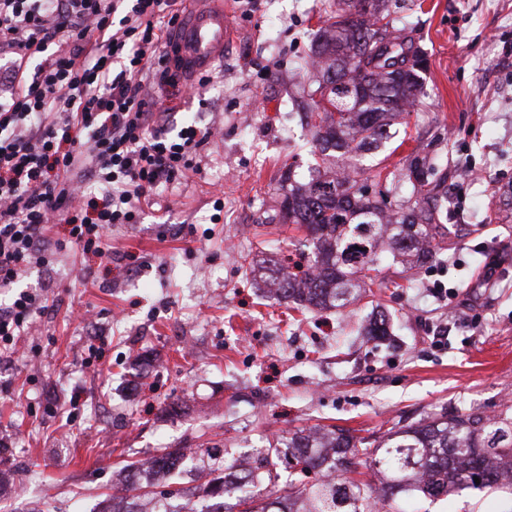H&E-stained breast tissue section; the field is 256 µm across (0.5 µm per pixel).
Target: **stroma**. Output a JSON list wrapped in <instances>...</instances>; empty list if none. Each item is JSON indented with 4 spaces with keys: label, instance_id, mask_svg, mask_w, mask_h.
Returning <instances> with one entry per match:
<instances>
[{
    "label": "stroma",
    "instance_id": "obj_1",
    "mask_svg": "<svg viewBox=\"0 0 512 512\" xmlns=\"http://www.w3.org/2000/svg\"><path fill=\"white\" fill-rule=\"evenodd\" d=\"M323 0L231 4L237 38L204 88L176 82L171 125L216 127L196 169L159 187L137 224L112 226L111 260L71 246L28 266L41 295L16 352L0 351V512H97L123 464L160 448L233 461L299 429L377 440L442 410L512 415V0H420L406 33L426 55L418 101L366 155L371 194H412L423 148L443 180L440 222L460 239L407 271L382 257L369 296L308 312L267 297L243 256L274 265L304 231L269 224L286 166L307 172L302 61ZM497 267L495 283L481 273ZM444 284L455 297L433 292ZM390 341H366L374 312ZM405 512H512V494L464 490Z\"/></svg>",
    "mask_w": 512,
    "mask_h": 512
}]
</instances>
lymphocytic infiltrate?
<instances>
[{
  "label": "lymphocytic infiltrate",
  "mask_w": 512,
  "mask_h": 512,
  "mask_svg": "<svg viewBox=\"0 0 512 512\" xmlns=\"http://www.w3.org/2000/svg\"><path fill=\"white\" fill-rule=\"evenodd\" d=\"M177 0H0V288L57 248L111 258L106 232L136 224L158 187L194 166L209 134L172 130L151 81L165 66L181 18ZM42 309L22 291L0 309V345L11 346Z\"/></svg>",
  "instance_id": "f902f5d3"
}]
</instances>
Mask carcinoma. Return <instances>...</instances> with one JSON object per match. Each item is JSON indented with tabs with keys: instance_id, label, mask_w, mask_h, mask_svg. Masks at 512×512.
<instances>
[{
	"instance_id": "carcinoma-1",
	"label": "carcinoma",
	"mask_w": 512,
	"mask_h": 512,
	"mask_svg": "<svg viewBox=\"0 0 512 512\" xmlns=\"http://www.w3.org/2000/svg\"><path fill=\"white\" fill-rule=\"evenodd\" d=\"M390 0H330L336 21L322 28L311 52L322 81L310 98L308 125L322 163L308 181L285 170L275 217L305 229L312 259L269 270L267 284L278 297L306 309L344 308L354 301L388 246L393 259L424 264L436 259L440 184L434 168L412 153L406 177L413 201L396 210L370 195L357 176L345 173V159L378 149L389 139L391 122L413 106L423 86L422 71L407 65L424 59L411 39L396 41L398 21ZM316 475L315 482L290 481L277 488L276 459ZM199 467L212 478L197 488V500L155 492L157 477L187 468L180 448H162L135 468V485L117 488L99 512H400L408 498L435 500L466 489L512 491V416L442 412L393 427L373 445L344 429L298 430L248 456L246 464L224 465L211 453ZM380 475L379 486L349 477L357 467ZM479 481H474V478Z\"/></svg>"
}]
</instances>
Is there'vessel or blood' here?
Instances as JSON below:
<instances>
[{
  "label": "vessel or blood",
  "mask_w": 512,
  "mask_h": 512,
  "mask_svg": "<svg viewBox=\"0 0 512 512\" xmlns=\"http://www.w3.org/2000/svg\"><path fill=\"white\" fill-rule=\"evenodd\" d=\"M232 33L224 0H195L167 49L171 72L192 82L213 71L223 62L224 47Z\"/></svg>",
  "instance_id": "vessel-or-blood-1"
}]
</instances>
